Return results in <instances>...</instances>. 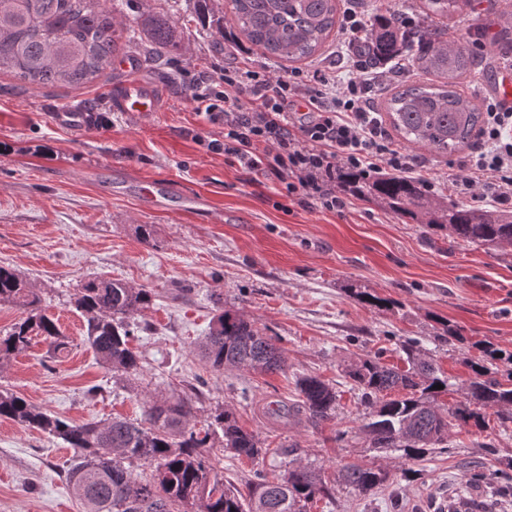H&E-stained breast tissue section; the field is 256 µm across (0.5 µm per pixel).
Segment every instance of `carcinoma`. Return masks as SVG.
Returning a JSON list of instances; mask_svg holds the SVG:
<instances>
[{
	"instance_id": "obj_1",
	"label": "carcinoma",
	"mask_w": 512,
	"mask_h": 512,
	"mask_svg": "<svg viewBox=\"0 0 512 512\" xmlns=\"http://www.w3.org/2000/svg\"><path fill=\"white\" fill-rule=\"evenodd\" d=\"M131 0H116L107 10L101 0H0V74L10 73L34 85H87L112 66L120 43L131 41L129 28L115 21L113 9ZM459 0H425L414 21L399 11L374 8L364 34L350 52L374 67L406 60L417 71L443 79L439 84L415 82L387 100L391 127L406 141L448 155L472 145L486 123L481 107L455 90L457 80L474 71L476 57L467 43L450 40L448 28L433 24L458 10ZM229 18L214 19L211 36H224V23L236 29L250 46L270 58L300 61L313 57L330 32L340 24L339 0H229ZM499 30L494 39L512 51V4L497 11ZM145 57L157 60L184 49L180 32L165 15H137ZM340 182L351 193L385 205L397 216L424 219L426 226L465 242L496 248L512 243V214L466 203L441 206L419 179L404 176L359 178L344 173ZM150 288H135L121 280L93 279L79 290L76 307L85 317L86 341L97 360L114 373L136 378L143 372L142 355L131 346L134 315L152 304ZM0 303L27 313L0 337V358L29 348L32 334L49 341L54 353L67 349L57 321L41 308L37 292L12 268L0 266ZM408 368H388L378 358H366L346 371L361 390L369 409L362 425L372 447L421 454L441 444L451 426H490L486 411L500 424L512 421V376L491 375L484 360L471 362L472 377L464 400L443 408L439 397L448 393V376L420 354L419 341L401 343ZM200 352L209 368H246L261 373L283 370L285 358L276 339L255 321L224 310L213 321ZM443 388L438 390L436 385ZM300 412L314 424L336 411V391L315 376L296 382ZM198 393L169 399H150L139 419L115 417L108 422H67L8 390H0V417L61 439L77 451L67 480L84 512H306L307 504L328 495L319 475L299 464L281 481L257 474L242 495L214 473L205 456L212 436H223L224 448L237 457L254 460L263 448L258 437L238 425L218 406L208 428L189 427ZM143 460L153 465L150 476L133 477L128 464ZM342 478L367 494L385 475L361 464L343 468ZM212 488L201 494L205 481Z\"/></svg>"
}]
</instances>
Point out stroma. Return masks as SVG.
<instances>
[{
    "mask_svg": "<svg viewBox=\"0 0 512 512\" xmlns=\"http://www.w3.org/2000/svg\"><path fill=\"white\" fill-rule=\"evenodd\" d=\"M492 3L471 0L447 21L450 36L468 42L478 60L457 90L481 106L493 103L487 84L506 65L491 38ZM137 4L176 22L182 54L148 62L138 47H120L114 67L78 89L0 74V265L36 289L69 342L53 360L42 337L33 338L26 352L0 362V389L76 423L138 418L151 396L197 389L195 428L221 405L270 450L251 461L214 445L207 456L215 472L244 492L255 471L279 479L301 459L330 491L309 512H440L445 502L512 512V488L495 478L512 473V422L491 420L483 432L450 427L447 442L420 457L385 453L371 447L361 393L346 375L375 355L403 366L398 344L416 338L453 385L442 403L461 400L481 344L512 351V245L464 243L353 195L340 212L304 204L275 175L209 151L207 140L222 131L195 112L200 76L219 90L225 69L242 64L286 78L325 62L337 38L329 36L314 58L280 61L206 36L200 13L216 9L215 0L205 7L199 0ZM124 59L136 62L137 77L162 87L167 111L145 119L108 112L107 96L127 77L118 67ZM76 105L109 116L110 125L83 134L56 126L54 112ZM389 144L416 158L413 176L436 202L456 201L448 183L461 174L467 150L438 155L395 134ZM147 182L155 185L150 197ZM144 224L152 227L147 242ZM96 277L155 293L136 317L140 379L103 368L85 341L76 293ZM356 289L382 298V306L357 300ZM223 307L276 338L286 357L282 371L205 366L198 344ZM448 329L459 340H444ZM306 375L335 388L333 419L277 417L298 402L296 381ZM488 442L494 454L486 453ZM75 455L60 439L0 418V512H83L66 480ZM353 462L383 470L386 480L367 494L346 487L339 471Z\"/></svg>",
    "mask_w": 512,
    "mask_h": 512,
    "instance_id": "35a3bbf8",
    "label": "stroma"
}]
</instances>
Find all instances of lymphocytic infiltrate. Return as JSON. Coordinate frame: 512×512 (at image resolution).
I'll return each instance as SVG.
<instances>
[{
  "label": "lymphocytic infiltrate",
  "mask_w": 512,
  "mask_h": 512,
  "mask_svg": "<svg viewBox=\"0 0 512 512\" xmlns=\"http://www.w3.org/2000/svg\"><path fill=\"white\" fill-rule=\"evenodd\" d=\"M313 89L250 69L224 72L223 90L198 85L195 111L222 128L223 139L208 141L210 151L251 170H270L288 194L319 201L329 211L346 206L336 194L338 166L371 174L381 166L409 173L414 160L389 149L387 133L370 97L375 79L367 72L342 78L335 67L314 70ZM250 92L248 103L239 96ZM480 144L465 174L451 186L460 194L482 189L500 205L512 204V109L488 107Z\"/></svg>",
  "instance_id": "1"
}]
</instances>
